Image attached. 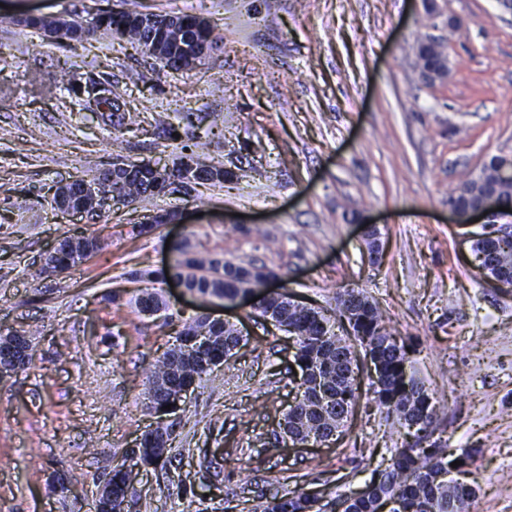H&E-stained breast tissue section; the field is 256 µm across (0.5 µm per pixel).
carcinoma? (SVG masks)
<instances>
[{"mask_svg": "<svg viewBox=\"0 0 512 512\" xmlns=\"http://www.w3.org/2000/svg\"><path fill=\"white\" fill-rule=\"evenodd\" d=\"M134 12L106 13L96 18L94 27L110 35L127 38L149 48L158 45L166 50L164 66L180 69L182 54L179 45L185 39L213 46L217 43L209 24H198V16L182 13L177 18L183 22L179 31L167 28L139 30L134 24ZM91 94L95 111L107 113V120L115 125L123 124L126 115L120 112L119 95L112 88L106 95ZM503 158L493 156L484 167L481 178L472 179L448 201L465 210L480 201L479 193L492 188L504 202L512 200V175L503 178L499 168ZM140 178L122 184L113 183L112 189L142 200L155 196L152 184L155 172L148 161L137 163ZM177 258L173 269L186 284L200 296L223 299L247 287H257L268 272L264 265L248 266L224 263L191 252L180 243L174 246ZM472 252L477 265L498 281L512 284V234L491 236L481 234L473 243ZM140 311H157L163 302L157 293L146 290L137 298ZM263 313L277 318L295 336L294 362L302 373L303 382L296 409L288 412L286 429L288 438L300 442L318 443L332 433L340 431L356 400L357 387L347 376L348 351L353 342H359L370 355L380 374V385L375 389L376 401L386 410V417L406 429L412 423L418 430L432 423L436 413L433 397L426 387L408 370V356L404 342L384 325L378 303L364 292L346 288L336 299V310L329 312L314 307L297 306L280 295L261 298ZM349 322L353 335L336 333V318ZM209 337V344L202 348L193 342L195 336ZM243 337L229 324H216L197 316L185 323L176 337V343L157 359L148 376L147 400L149 409L159 411L183 388L195 384L213 367L223 363L225 356L239 347ZM12 345L0 348V357L10 355L18 360H30L26 353L30 340L23 335L11 334L0 342ZM422 437L413 443L404 441L394 449L391 464L380 478L371 480L368 492L349 500L346 512H377L380 502L394 499L399 502L397 512H467L474 487L464 481L448 485V469L459 460L458 472H465L469 455L454 454L453 449L432 450L421 446ZM171 446L169 431L151 429L142 435L138 447V463L145 466L163 467L168 461ZM136 477L132 468H114L104 474L111 487L110 498L100 501L99 512H116L115 504H121L132 493ZM317 501L304 492H287L275 496L254 508L253 512H316Z\"/></svg>", "mask_w": 512, "mask_h": 512, "instance_id": "cac0c4a2", "label": "carcinoma"}]
</instances>
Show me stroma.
I'll list each match as a JSON object with an SVG mask.
<instances>
[{"label": "stroma", "instance_id": "stroma-1", "mask_svg": "<svg viewBox=\"0 0 512 512\" xmlns=\"http://www.w3.org/2000/svg\"><path fill=\"white\" fill-rule=\"evenodd\" d=\"M0 0V333L32 362L0 382V512H94L105 472L155 427L146 372L182 325L211 310L239 328L234 356L167 415L171 463L144 467L130 512H247L276 493L316 491L320 512L390 463L403 437L361 387L336 440L277 439L297 392L295 343L247 307L223 309L160 279L166 241L264 265L288 294L334 309L362 289L438 400L429 444L466 450L470 512H512V289L472 262L479 225L452 223L448 197L492 156L512 157V11L499 0ZM188 12L221 41L171 70L98 32L60 40L30 17ZM440 44L448 78L428 83L418 45ZM108 81L134 124L84 108ZM234 179L110 201L83 217L55 188L113 160L172 163L184 149ZM183 223L146 230L154 214ZM381 231L370 260L361 224ZM103 247L57 277L40 257L74 225ZM141 279H133V272ZM161 314L134 306L145 290Z\"/></svg>", "mask_w": 512, "mask_h": 512}]
</instances>
